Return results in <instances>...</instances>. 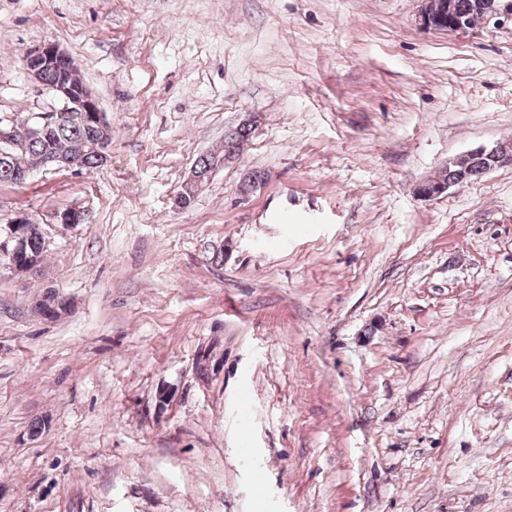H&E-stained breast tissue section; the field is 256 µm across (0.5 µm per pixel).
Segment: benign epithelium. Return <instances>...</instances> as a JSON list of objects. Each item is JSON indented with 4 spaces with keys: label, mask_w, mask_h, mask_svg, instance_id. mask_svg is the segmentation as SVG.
Wrapping results in <instances>:
<instances>
[{
    "label": "benign epithelium",
    "mask_w": 512,
    "mask_h": 512,
    "mask_svg": "<svg viewBox=\"0 0 512 512\" xmlns=\"http://www.w3.org/2000/svg\"><path fill=\"white\" fill-rule=\"evenodd\" d=\"M481 8L486 12L487 19L497 24L512 22V0H485L481 3ZM439 9V0H423L419 12V25L425 30L435 29ZM23 68L34 87L50 96L51 104L42 108L40 118L45 120L50 117L56 118L63 112H86L99 129L108 131L110 125L97 98L87 86L75 85L69 81V74L76 71V65L65 51L52 44L35 46L27 51ZM52 73L57 74V79L50 84L46 81V77ZM475 153L487 156L494 168L512 166V154L502 153L496 146L490 149L479 148ZM223 164L224 160L221 159L204 171L194 169L191 177L183 184V188L190 189V197L195 198L205 190L214 169ZM89 217V209L75 203L55 213L53 220L58 224H71L76 220L81 222Z\"/></svg>",
    "instance_id": "benign-epithelium-1"
}]
</instances>
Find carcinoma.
I'll return each instance as SVG.
<instances>
[{
    "instance_id": "cac0c4a2",
    "label": "carcinoma",
    "mask_w": 512,
    "mask_h": 512,
    "mask_svg": "<svg viewBox=\"0 0 512 512\" xmlns=\"http://www.w3.org/2000/svg\"><path fill=\"white\" fill-rule=\"evenodd\" d=\"M475 3L476 0H452L455 17L471 25L478 23L484 14L477 11ZM250 134L251 129L244 124L225 135L223 155L241 152ZM99 137L97 128L86 120L83 113L68 112L57 125L28 137L21 147L0 142V186L20 185L30 173L53 167L48 158L54 154L82 159L84 171L88 172L103 164L92 150V144ZM490 165L491 160L486 156L473 155L466 171L460 173L453 168H444L434 181L462 184L485 173ZM46 253L39 225L0 224V266L16 264L40 270L44 267ZM68 308V301L49 288L36 303V311L46 319L55 318Z\"/></svg>"
}]
</instances>
